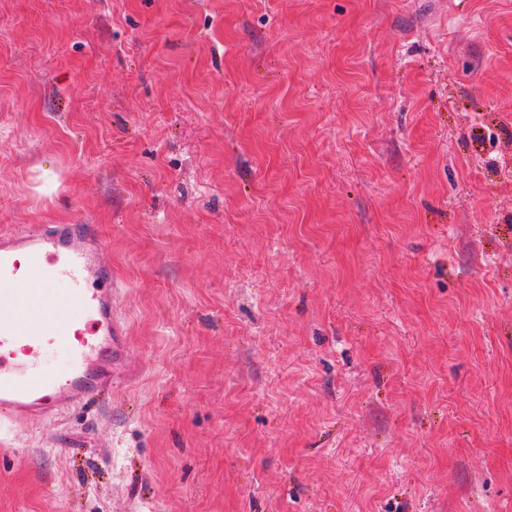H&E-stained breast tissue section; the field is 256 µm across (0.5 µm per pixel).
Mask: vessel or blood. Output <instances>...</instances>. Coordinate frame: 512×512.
<instances>
[{
    "mask_svg": "<svg viewBox=\"0 0 512 512\" xmlns=\"http://www.w3.org/2000/svg\"><path fill=\"white\" fill-rule=\"evenodd\" d=\"M102 247L87 224H45L0 235V423L83 406L128 372V338L112 310ZM70 285L58 297L59 281ZM64 338L70 371L43 373L45 342Z\"/></svg>",
    "mask_w": 512,
    "mask_h": 512,
    "instance_id": "vessel-or-blood-1",
    "label": "vessel or blood"
}]
</instances>
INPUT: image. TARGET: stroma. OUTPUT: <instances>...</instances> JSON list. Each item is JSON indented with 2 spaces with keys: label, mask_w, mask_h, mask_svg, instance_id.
I'll use <instances>...</instances> for the list:
<instances>
[{
  "label": "stroma",
  "mask_w": 512,
  "mask_h": 512,
  "mask_svg": "<svg viewBox=\"0 0 512 512\" xmlns=\"http://www.w3.org/2000/svg\"><path fill=\"white\" fill-rule=\"evenodd\" d=\"M38 224L132 376L0 426V512H512V0H0Z\"/></svg>",
  "instance_id": "1"
}]
</instances>
